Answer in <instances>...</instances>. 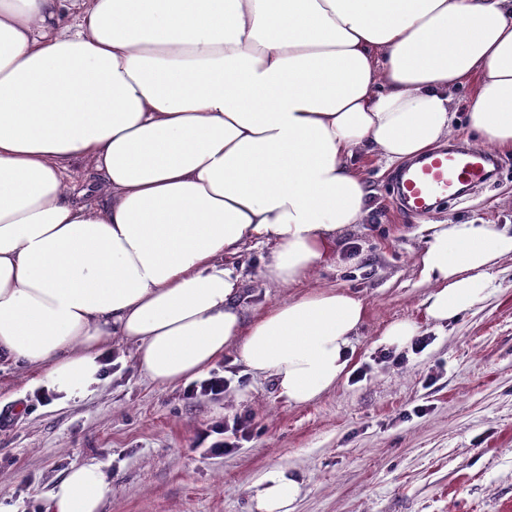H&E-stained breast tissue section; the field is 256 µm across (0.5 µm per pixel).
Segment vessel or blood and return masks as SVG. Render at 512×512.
I'll list each match as a JSON object with an SVG mask.
<instances>
[{"instance_id":"obj_1","label":"vessel or blood","mask_w":512,"mask_h":512,"mask_svg":"<svg viewBox=\"0 0 512 512\" xmlns=\"http://www.w3.org/2000/svg\"><path fill=\"white\" fill-rule=\"evenodd\" d=\"M495 158L485 149H454L430 153L405 166L392 184V198L403 211L415 215L432 212L448 197H461L484 185L492 176Z\"/></svg>"}]
</instances>
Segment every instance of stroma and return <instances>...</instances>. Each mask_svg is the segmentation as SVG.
Here are the masks:
<instances>
[{"instance_id":"stroma-1","label":"stroma","mask_w":512,"mask_h":512,"mask_svg":"<svg viewBox=\"0 0 512 512\" xmlns=\"http://www.w3.org/2000/svg\"><path fill=\"white\" fill-rule=\"evenodd\" d=\"M497 160L486 186L422 217L391 197L397 166L367 160L373 209L304 286L262 278L273 244L234 256L245 318L312 288L365 301L348 375L311 403H288L230 353L216 364L230 389L193 401L152 383L118 339L106 382L64 404L36 400L34 372L0 360V512H46L52 487L83 464L106 475L103 512H250L253 485L273 466L302 483L295 512H512V255L492 269L489 296L443 325L425 319L418 263L421 224L512 227V154ZM401 319L431 342L397 366L381 359L380 339ZM236 415L251 416L250 440L224 456L196 447L200 429Z\"/></svg>"}]
</instances>
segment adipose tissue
Returning a JSON list of instances; mask_svg holds the SVG:
<instances>
[{"instance_id": "adipose-tissue-1", "label": "adipose tissue", "mask_w": 512, "mask_h": 512, "mask_svg": "<svg viewBox=\"0 0 512 512\" xmlns=\"http://www.w3.org/2000/svg\"><path fill=\"white\" fill-rule=\"evenodd\" d=\"M459 111L512 153V0H0V359L67 402L104 382L115 337L161 386L231 350L314 401L348 372L364 300L317 288L248 320L226 259L270 242L263 278L305 283L370 213L364 159L430 153ZM422 231L426 318L448 322L490 294L512 232ZM109 492L76 466L49 508L102 512ZM300 493L272 467L252 508Z\"/></svg>"}]
</instances>
